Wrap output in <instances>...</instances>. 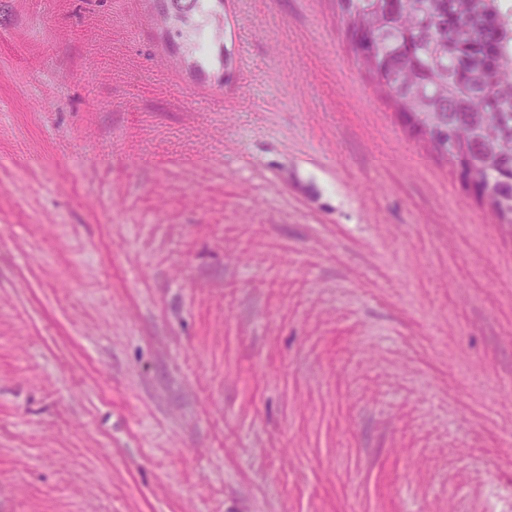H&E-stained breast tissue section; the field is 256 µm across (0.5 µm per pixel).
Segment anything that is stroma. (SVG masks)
<instances>
[{
	"label": "stroma",
	"instance_id": "obj_1",
	"mask_svg": "<svg viewBox=\"0 0 512 512\" xmlns=\"http://www.w3.org/2000/svg\"><path fill=\"white\" fill-rule=\"evenodd\" d=\"M0 0V512H512V224L336 0ZM152 1L155 9L165 16V38L182 51L193 71L203 74L215 60L222 69L231 65L232 53L225 45L216 55L213 52L216 37L219 35L224 40V0Z\"/></svg>",
	"mask_w": 512,
	"mask_h": 512
}]
</instances>
